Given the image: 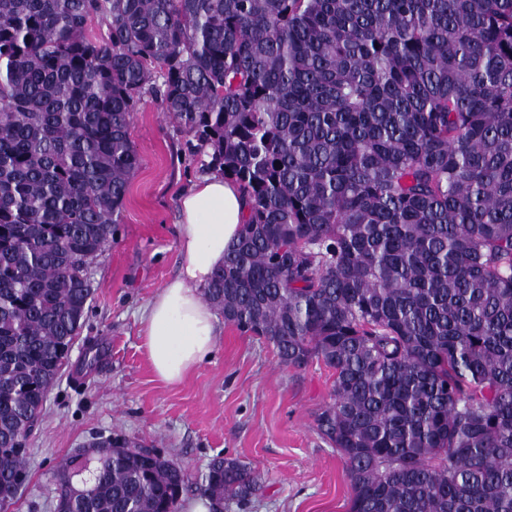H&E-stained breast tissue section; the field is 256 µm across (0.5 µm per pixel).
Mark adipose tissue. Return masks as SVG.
Here are the masks:
<instances>
[{
  "mask_svg": "<svg viewBox=\"0 0 512 512\" xmlns=\"http://www.w3.org/2000/svg\"><path fill=\"white\" fill-rule=\"evenodd\" d=\"M179 200L180 271L154 296L143 318L152 369L169 384L180 382L216 347L218 320L202 290L238 239L246 216L237 184L216 173L195 182Z\"/></svg>",
  "mask_w": 512,
  "mask_h": 512,
  "instance_id": "obj_1",
  "label": "adipose tissue"
}]
</instances>
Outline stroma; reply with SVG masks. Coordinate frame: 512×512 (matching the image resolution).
<instances>
[{
    "instance_id": "35a3bbf8",
    "label": "stroma",
    "mask_w": 512,
    "mask_h": 512,
    "mask_svg": "<svg viewBox=\"0 0 512 512\" xmlns=\"http://www.w3.org/2000/svg\"><path fill=\"white\" fill-rule=\"evenodd\" d=\"M129 133L141 166L111 246L91 265L85 323L27 438V486L9 512H54L58 465L116 432L153 445L190 473L184 502L200 501L199 481L221 455L239 458L264 482L255 501L229 503L224 512H347L353 487L314 422L334 381L322 361L280 365L272 346L226 325L212 357L183 381L155 375L142 316L179 269L178 199L205 169L159 99L145 98ZM93 343L105 347L106 359L86 373L80 366Z\"/></svg>"
}]
</instances>
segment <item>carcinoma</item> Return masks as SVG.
<instances>
[{"mask_svg":"<svg viewBox=\"0 0 512 512\" xmlns=\"http://www.w3.org/2000/svg\"><path fill=\"white\" fill-rule=\"evenodd\" d=\"M146 96L246 198L205 301L334 371L315 423L348 512H512V0H0V494L83 327ZM188 483L125 439L76 449L56 501L179 512ZM199 490L223 512L260 486L217 456Z\"/></svg>","mask_w":512,"mask_h":512,"instance_id":"cac0c4a2","label":"carcinoma"}]
</instances>
